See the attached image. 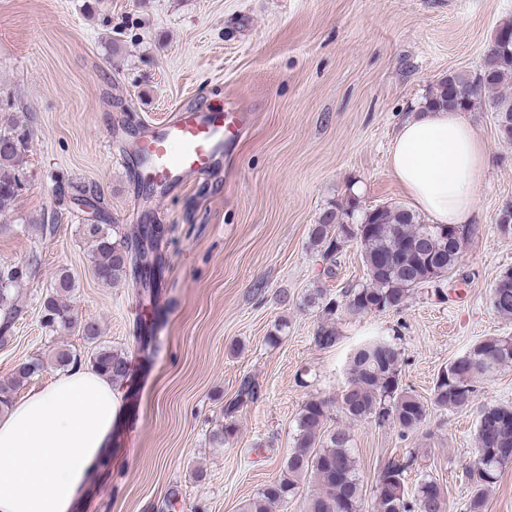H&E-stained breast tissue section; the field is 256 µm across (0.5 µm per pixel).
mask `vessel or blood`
I'll list each match as a JSON object with an SVG mask.
<instances>
[{
    "instance_id": "vessel-or-blood-1",
    "label": "vessel or blood",
    "mask_w": 512,
    "mask_h": 512,
    "mask_svg": "<svg viewBox=\"0 0 512 512\" xmlns=\"http://www.w3.org/2000/svg\"><path fill=\"white\" fill-rule=\"evenodd\" d=\"M244 127L242 113L232 109L182 110L144 131L137 153L150 184L166 190L188 177L212 174L223 150ZM173 143L180 145L179 153L170 152Z\"/></svg>"
}]
</instances>
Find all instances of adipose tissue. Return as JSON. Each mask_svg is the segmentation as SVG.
Segmentation results:
<instances>
[{"label": "adipose tissue", "instance_id": "obj_1", "mask_svg": "<svg viewBox=\"0 0 512 512\" xmlns=\"http://www.w3.org/2000/svg\"><path fill=\"white\" fill-rule=\"evenodd\" d=\"M389 167L431 223H473L489 156L462 112L410 114L391 145ZM119 416L111 379L79 366L1 416L0 512H75Z\"/></svg>", "mask_w": 512, "mask_h": 512}]
</instances>
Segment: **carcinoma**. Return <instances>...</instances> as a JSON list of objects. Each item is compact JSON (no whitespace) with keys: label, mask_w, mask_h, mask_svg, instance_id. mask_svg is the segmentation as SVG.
<instances>
[{"label":"carcinoma","mask_w":512,"mask_h":512,"mask_svg":"<svg viewBox=\"0 0 512 512\" xmlns=\"http://www.w3.org/2000/svg\"><path fill=\"white\" fill-rule=\"evenodd\" d=\"M512 81V21L497 29L484 52L479 73L450 75L429 90L424 107L470 111L484 89H498ZM497 115L501 140L512 144V97L499 95L489 99ZM26 135L0 129V212L7 209L22 189V174L17 160L25 149ZM472 224L443 227L423 224L412 211L402 206H376L359 209L355 199L337 203L324 210L310 231L311 246L333 272L348 242L361 246L367 281L331 297L316 289L303 298V305L323 313L314 343L322 348L336 344L338 332L332 316L338 309L351 315L398 310L412 292L442 280L454 269L470 236ZM168 229L159 224H136L113 234L102 224L88 225L93 243L94 273L106 284L128 279L140 288L139 303L156 313L158 291L163 275L162 242ZM29 270L18 266H0V342L6 343L11 325L20 308L11 290ZM72 288L62 275L43 299L41 321L49 328H69L76 324L64 294ZM494 311L506 321L512 320V268L502 270L490 292ZM157 317L140 322L135 340L145 358L157 349ZM401 352L391 342L373 339L357 347L347 365V383L339 406L350 419L389 422L402 433L418 430L428 416V405L408 391L400 379ZM91 367L117 383L126 377L127 356L110 347L95 349ZM512 365V336H494L471 345L463 354L438 372L431 389V405L446 410L476 409L475 442L477 456L468 472L471 493L465 512H486V490L493 486L504 467L512 464V407L475 406V384L502 366ZM41 362L20 364L14 376L0 383V405L8 406L13 394L40 370ZM259 399L252 379L241 380L236 398L224 408V427L215 438L226 441L237 432L234 414ZM334 401L312 398L302 407L297 421L296 443L278 475L265 484L242 512H272L295 499L308 479L317 482L318 492L308 499L306 512H361L363 486L358 460L352 448L349 429L337 425L323 431L330 419ZM415 457L408 455L388 462L375 483V512H437L447 504L440 482L423 474L414 490L406 485L407 471Z\"/></svg>","instance_id":"cac0c4a2"}]
</instances>
